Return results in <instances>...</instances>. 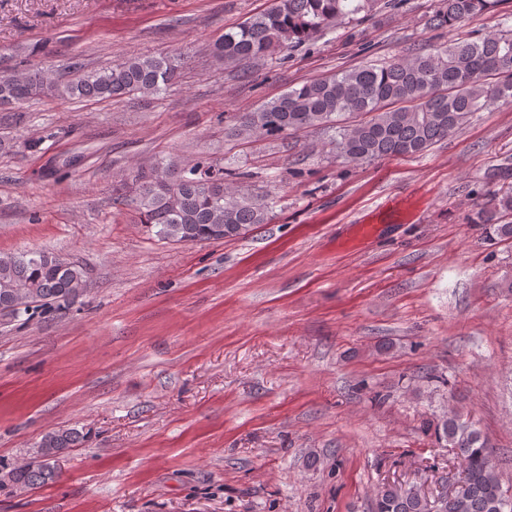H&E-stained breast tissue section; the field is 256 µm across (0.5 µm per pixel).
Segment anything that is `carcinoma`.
Instances as JSON below:
<instances>
[{"label":"carcinoma","mask_w":512,"mask_h":512,"mask_svg":"<svg viewBox=\"0 0 512 512\" xmlns=\"http://www.w3.org/2000/svg\"><path fill=\"white\" fill-rule=\"evenodd\" d=\"M504 2L440 0L430 25L455 31ZM383 7L382 0H271L267 9L225 31L212 53L226 62L273 57ZM180 68L173 55H135L75 78L34 66L26 73L0 75V105L19 110L39 97L116 100L136 92L157 94L177 83ZM505 98H512V28L480 35L472 31L443 51L401 55L291 87L257 111L238 114L232 134L285 138L355 116V123L338 130L341 157L351 162L413 157L455 136L472 113ZM238 177L207 161L189 168L176 157H160L150 167H133L127 200L140 223L162 240L235 239L266 223L268 213L265 204L229 182ZM492 177L502 182L501 193L492 207L480 209L481 221L512 234V225L501 223L512 216V168H494ZM88 289L86 272L72 261L45 251L0 254V314L15 321L64 313ZM430 427L437 441L456 449L462 459L460 485L437 507L412 486L384 485L375 494L374 512H512V496L501 487L487 437L455 413ZM85 438L75 427L45 435L32 460L1 474L0 483L28 491L55 481L60 471L54 459Z\"/></svg>","instance_id":"carcinoma-1"}]
</instances>
